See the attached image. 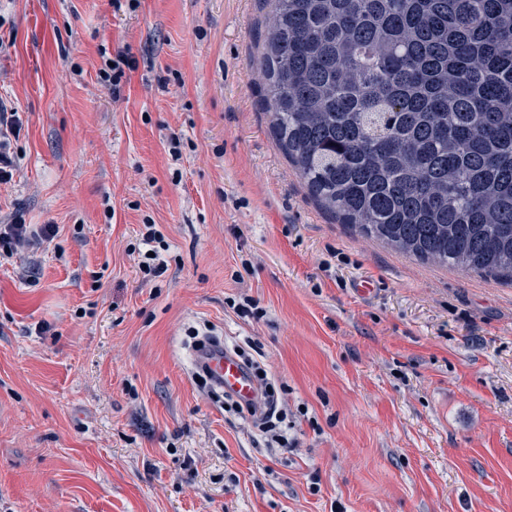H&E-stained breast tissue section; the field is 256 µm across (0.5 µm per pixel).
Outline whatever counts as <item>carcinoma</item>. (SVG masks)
Segmentation results:
<instances>
[{"label": "carcinoma", "instance_id": "1", "mask_svg": "<svg viewBox=\"0 0 512 512\" xmlns=\"http://www.w3.org/2000/svg\"><path fill=\"white\" fill-rule=\"evenodd\" d=\"M272 134L309 195L423 262L512 282V0H266Z\"/></svg>", "mask_w": 512, "mask_h": 512}]
</instances>
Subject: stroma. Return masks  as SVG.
Returning a JSON list of instances; mask_svg holds the SVG:
<instances>
[{
  "instance_id": "stroma-1",
  "label": "stroma",
  "mask_w": 512,
  "mask_h": 512,
  "mask_svg": "<svg viewBox=\"0 0 512 512\" xmlns=\"http://www.w3.org/2000/svg\"><path fill=\"white\" fill-rule=\"evenodd\" d=\"M264 16L0 0V110L23 122L0 224L57 227L0 263V512H512V284L318 207L260 104ZM147 222L153 281L127 252ZM192 328L258 342L289 447L197 384ZM109 62L113 63V66H110L109 63L107 64L112 74L104 70L105 78L109 80L112 78V86L117 87L120 85L122 78L125 77V68L128 70L133 69L135 61L132 59L128 50H120ZM143 226L145 232L142 233L138 244V267L145 279L153 280L162 277L168 270V260L163 253L168 250V246L164 244L163 235L156 229V224L145 223ZM154 243L158 246L153 245ZM140 245H144L145 250H142ZM149 252H153L154 257H151Z\"/></svg>"
}]
</instances>
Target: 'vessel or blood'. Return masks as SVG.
I'll return each mask as SVG.
<instances>
[{"label": "vessel or blood", "instance_id": "obj_1", "mask_svg": "<svg viewBox=\"0 0 512 512\" xmlns=\"http://www.w3.org/2000/svg\"><path fill=\"white\" fill-rule=\"evenodd\" d=\"M195 362L205 369L213 385L247 404L257 399L259 385L243 361L225 349L223 339H214L206 348L195 351Z\"/></svg>", "mask_w": 512, "mask_h": 512}]
</instances>
